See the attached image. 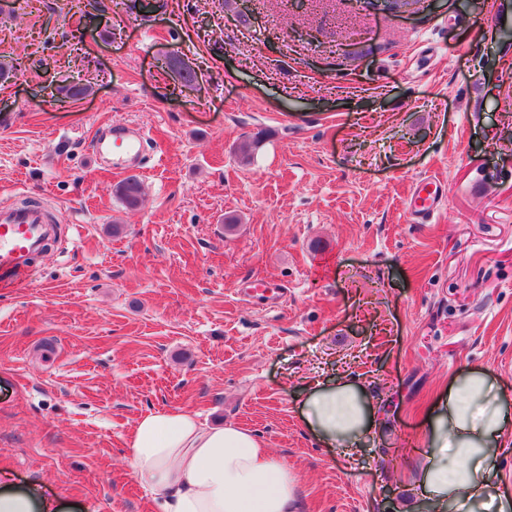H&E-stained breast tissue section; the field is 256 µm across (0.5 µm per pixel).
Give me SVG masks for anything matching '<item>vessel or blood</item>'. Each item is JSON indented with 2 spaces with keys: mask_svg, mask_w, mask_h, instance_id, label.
Returning <instances> with one entry per match:
<instances>
[{
  "mask_svg": "<svg viewBox=\"0 0 512 512\" xmlns=\"http://www.w3.org/2000/svg\"><path fill=\"white\" fill-rule=\"evenodd\" d=\"M112 141L116 148V168L126 170L140 161L144 147L140 134L117 128L112 132ZM442 200L439 182L429 179L420 181L413 190L408 207L411 223H430ZM47 233L45 218L38 210H0V288H21L26 285L31 259L41 252Z\"/></svg>",
  "mask_w": 512,
  "mask_h": 512,
  "instance_id": "vessel-or-blood-1",
  "label": "vessel or blood"
}]
</instances>
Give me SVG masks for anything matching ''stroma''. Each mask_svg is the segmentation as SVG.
Wrapping results in <instances>:
<instances>
[{"label":"stroma","instance_id":"35a3bbf8","mask_svg":"<svg viewBox=\"0 0 512 512\" xmlns=\"http://www.w3.org/2000/svg\"><path fill=\"white\" fill-rule=\"evenodd\" d=\"M56 2L0 15V208L57 218L0 291V469L76 512H158L127 440L173 407L254 431L298 512H405L449 375L485 367L512 396V0H307L311 42L276 0L249 25L226 0ZM115 125L145 138L135 210L92 153ZM429 176L445 199L409 223ZM345 374L392 401L349 459L300 414Z\"/></svg>","mask_w":512,"mask_h":512}]
</instances>
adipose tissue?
<instances>
[{
	"mask_svg": "<svg viewBox=\"0 0 512 512\" xmlns=\"http://www.w3.org/2000/svg\"><path fill=\"white\" fill-rule=\"evenodd\" d=\"M302 415L317 438L349 456L378 427V408L351 378L310 382ZM419 483L432 512H512L498 465L512 446V400L486 369L454 373L426 418ZM128 463L160 512H297L298 479L252 431L207 424L182 409L139 416ZM36 487L0 480V512H61Z\"/></svg>",
	"mask_w": 512,
	"mask_h": 512,
	"instance_id": "obj_1",
	"label": "adipose tissue"
}]
</instances>
